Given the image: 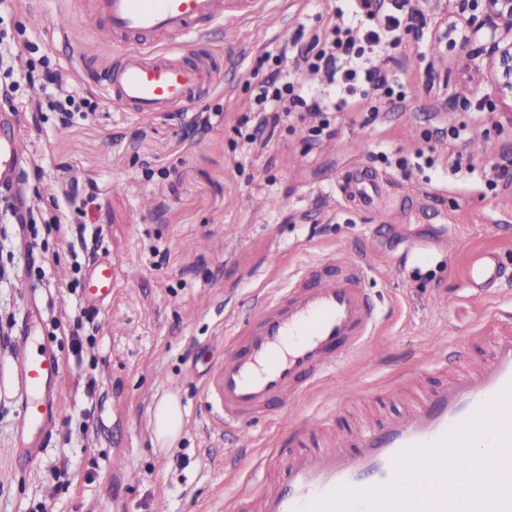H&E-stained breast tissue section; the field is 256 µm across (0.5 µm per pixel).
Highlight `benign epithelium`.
Returning <instances> with one entry per match:
<instances>
[{"label":"benign epithelium","mask_w":512,"mask_h":512,"mask_svg":"<svg viewBox=\"0 0 512 512\" xmlns=\"http://www.w3.org/2000/svg\"><path fill=\"white\" fill-rule=\"evenodd\" d=\"M439 0H421L437 18L433 37H455L466 65L502 96L512 97V0H458L459 12L441 17Z\"/></svg>","instance_id":"7a95c632"}]
</instances>
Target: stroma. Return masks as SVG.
Listing matches in <instances>:
<instances>
[{"label": "stroma", "instance_id": "1", "mask_svg": "<svg viewBox=\"0 0 512 512\" xmlns=\"http://www.w3.org/2000/svg\"><path fill=\"white\" fill-rule=\"evenodd\" d=\"M342 5L259 0L255 13L212 28L206 46H184L189 58L210 52L223 75L202 101L210 127L192 131L181 113L141 118L95 88L100 62L117 61L120 50L101 39L105 21L92 0H18L6 24L33 72L0 112L11 113L27 144L19 188L42 219L9 227L12 246L32 250L33 262L0 278V512H229L241 494L273 480L266 458L302 416L322 415L344 431L394 414L416 380L432 378L431 353L448 352L453 367H465L486 349L483 329L512 315V184H488L493 164L512 151V101L473 78L456 46L431 43L433 18L414 0L402 10L400 44L376 60L401 106L360 96L356 109L336 111L334 136L317 146L309 142L313 117L297 110L265 130L264 148L244 154L235 127L252 110L254 85L275 70L271 55L323 34ZM64 23L74 38L59 33ZM48 68L72 75L89 102L65 128L57 113L26 109ZM460 125L474 166L461 176L451 171L450 148ZM419 151L426 162L398 167ZM357 169L380 184V212L339 195L338 183ZM65 193L95 202L83 215L69 202L50 208ZM55 216L90 225L92 236L68 247ZM412 243L427 244V257L410 255ZM343 250L366 268L379 312L373 334L279 418L254 422L252 447H237L234 428L204 407L212 369L254 297L275 296L304 263ZM484 251L498 255L507 276L480 291L466 273ZM106 254L136 275L91 309L83 285ZM31 303L65 379L56 426L33 468L7 452L18 422L14 337ZM167 391L178 394L184 425L180 440L160 449L152 408Z\"/></svg>", "mask_w": 512, "mask_h": 512}]
</instances>
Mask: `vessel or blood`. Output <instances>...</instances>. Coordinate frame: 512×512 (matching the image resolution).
I'll return each mask as SVG.
<instances>
[{"mask_svg": "<svg viewBox=\"0 0 512 512\" xmlns=\"http://www.w3.org/2000/svg\"><path fill=\"white\" fill-rule=\"evenodd\" d=\"M95 6L107 19L112 42L124 47L118 63L97 72L95 85L123 111L142 117L199 102L221 74L209 58L187 60L183 44L223 25L228 12L253 8L251 0H95ZM24 153L23 139L0 128V193L14 182ZM501 275L491 255L475 259L467 272L479 288L493 286ZM123 278L120 260L95 263L86 302L105 301ZM376 316L357 258L332 256L303 265L277 296L256 300L234 347L214 369L206 390L210 409L221 412L224 423L240 427L239 445L248 447V425L272 407L294 404L307 383L361 347ZM495 328L478 364L454 371L446 383L377 426L342 432L330 448L308 450L301 438L322 420L305 418L290 438L285 479L259 490L256 512H309L337 489L391 483L401 452L436 443L512 385V319H497ZM19 336V424L25 432L43 431L60 409L61 363L36 336L32 317H22Z\"/></svg>", "mask_w": 512, "mask_h": 512, "instance_id": "vessel-or-blood-1", "label": "vessel or blood"}]
</instances>
